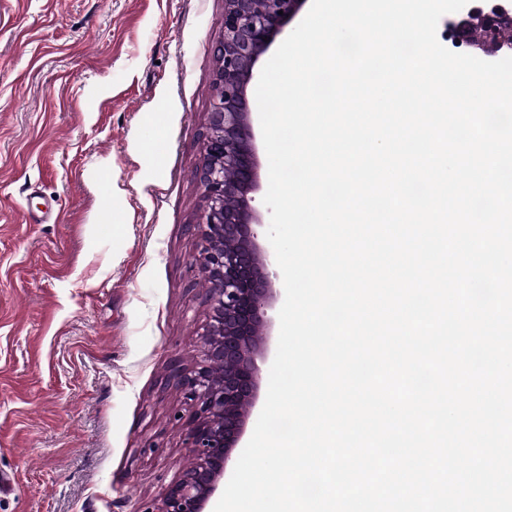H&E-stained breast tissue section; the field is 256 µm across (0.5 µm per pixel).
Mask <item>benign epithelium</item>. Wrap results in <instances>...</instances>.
<instances>
[{"label": "benign epithelium", "instance_id": "7a95c632", "mask_svg": "<svg viewBox=\"0 0 512 512\" xmlns=\"http://www.w3.org/2000/svg\"><path fill=\"white\" fill-rule=\"evenodd\" d=\"M307 0H224L223 39L216 49L213 102L198 181L205 206L193 225L205 266L209 318L200 356L171 378L190 407L178 416L194 463L166 492L158 512H205L243 447L262 376L256 364L270 351L269 314L278 279L253 202L261 189L259 136L248 91L259 63ZM459 46L490 55L512 50V13L467 6L449 29Z\"/></svg>", "mask_w": 512, "mask_h": 512}]
</instances>
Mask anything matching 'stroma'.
Here are the masks:
<instances>
[{"instance_id":"obj_1","label":"stroma","mask_w":512,"mask_h":512,"mask_svg":"<svg viewBox=\"0 0 512 512\" xmlns=\"http://www.w3.org/2000/svg\"><path fill=\"white\" fill-rule=\"evenodd\" d=\"M224 0H0V512H157L208 320Z\"/></svg>"}]
</instances>
